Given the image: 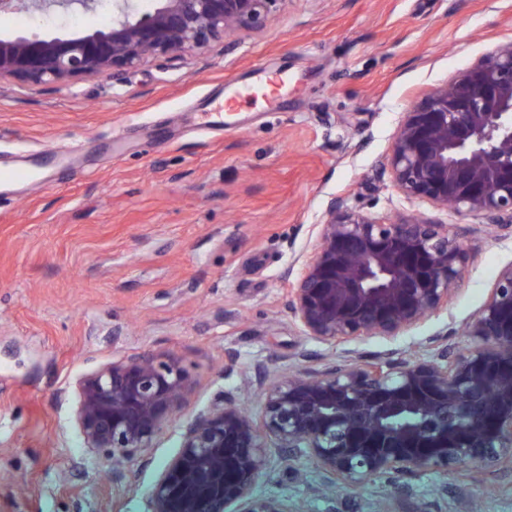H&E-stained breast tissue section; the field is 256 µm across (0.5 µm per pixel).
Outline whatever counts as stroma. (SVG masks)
<instances>
[{
  "instance_id": "1",
  "label": "stroma",
  "mask_w": 512,
  "mask_h": 512,
  "mask_svg": "<svg viewBox=\"0 0 512 512\" xmlns=\"http://www.w3.org/2000/svg\"><path fill=\"white\" fill-rule=\"evenodd\" d=\"M112 19V0L65 19L0 15V33L79 30ZM512 41V0H286L258 33L180 61L151 59L64 85L0 81V169L44 145L84 146L82 161L19 190L0 186V512H150L149 493L182 427L224 394L247 408L262 369L318 368L334 351L287 313L286 279L311 252L334 197L372 215L422 216L466 229L472 259L447 310L405 337L408 351L448 334L465 345L512 231L404 198L380 177L393 133L435 86ZM288 81L279 111L242 103L224 132L207 114L227 83L257 68ZM178 356L192 389L132 488L87 448L77 380L125 355ZM447 482L448 496L433 490ZM308 462L276 467L257 489L301 512H512V476L467 466L448 478H380L322 498Z\"/></svg>"
}]
</instances>
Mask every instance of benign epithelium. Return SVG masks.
<instances>
[{
  "label": "benign epithelium",
  "mask_w": 512,
  "mask_h": 512,
  "mask_svg": "<svg viewBox=\"0 0 512 512\" xmlns=\"http://www.w3.org/2000/svg\"><path fill=\"white\" fill-rule=\"evenodd\" d=\"M285 0H113L100 28L0 35V80L59 84L154 58L206 53L237 32L263 30ZM100 0H0V14L92 12ZM382 174L408 199L512 226V41L432 89L404 113ZM316 244L289 270L288 317L332 346L395 339L448 307L471 254L464 234L422 218L393 220L341 197ZM464 347L445 334L418 354L356 348L322 369L262 378L259 408L224 396L193 414L158 476L151 512H291L257 491L276 465L311 463L321 486L359 487L472 464L512 472V264L499 273ZM174 355L132 354L79 379L76 421L112 480L149 450L190 391Z\"/></svg>",
  "instance_id": "benign-epithelium-1"
}]
</instances>
